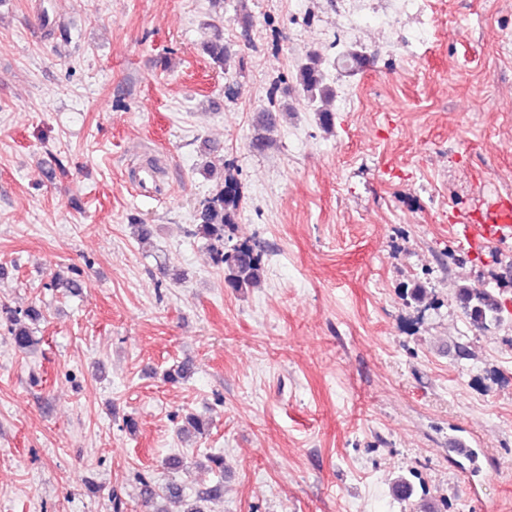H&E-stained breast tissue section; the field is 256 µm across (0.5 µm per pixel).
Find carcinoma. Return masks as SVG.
<instances>
[{
    "instance_id": "obj_1",
    "label": "carcinoma",
    "mask_w": 512,
    "mask_h": 512,
    "mask_svg": "<svg viewBox=\"0 0 512 512\" xmlns=\"http://www.w3.org/2000/svg\"><path fill=\"white\" fill-rule=\"evenodd\" d=\"M204 51L217 65L228 58V47L224 38L217 35L204 44ZM296 84L301 88L307 103L315 107L319 120L325 129L333 125V91L325 83V59L313 50L296 65ZM232 166L224 165V174L215 185L211 196L200 202L197 209V224L194 235L205 240L214 263L224 268V282L227 287L243 291L258 287L264 280L266 264L264 253L252 240H244L231 249L224 247V238L235 224L242 202L241 182L232 173ZM454 299L470 323L476 328L486 329L505 322V307L494 288H469L456 290ZM42 316L40 310L32 307L17 311L6 304L0 305V318L5 320L11 346L18 352L34 350L40 342L35 336L34 322ZM143 486L145 506L153 505L155 499L164 497L179 500L183 494L184 481H171L161 488L146 477H140Z\"/></svg>"
}]
</instances>
